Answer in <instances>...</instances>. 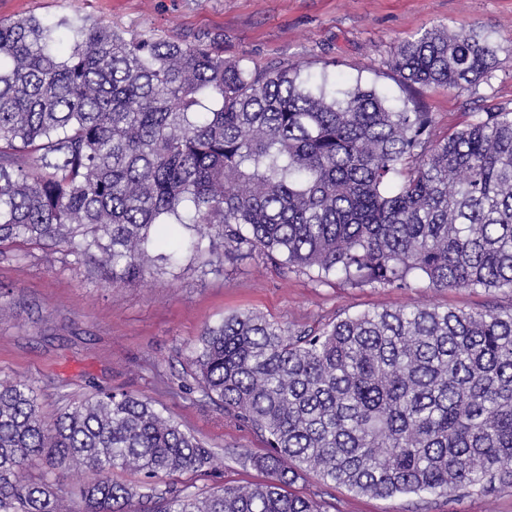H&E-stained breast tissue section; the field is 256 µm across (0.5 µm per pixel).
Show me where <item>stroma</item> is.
I'll list each match as a JSON object with an SVG mask.
<instances>
[{"instance_id":"1","label":"stroma","mask_w":512,"mask_h":512,"mask_svg":"<svg viewBox=\"0 0 512 512\" xmlns=\"http://www.w3.org/2000/svg\"><path fill=\"white\" fill-rule=\"evenodd\" d=\"M28 14L49 24L80 16L158 38L201 39L253 69L298 65L333 89L372 86L395 104L423 106L443 133L512 110V0H0V19ZM439 24L496 46L487 80L462 93L404 83L392 65L398 43ZM104 276L62 247L1 251L0 377L30 382L48 417L97 387L149 398L219 460V474L172 478L202 491L268 479L251 463L266 451L261 437L202 397L191 375L188 351L206 326L247 311L297 328L406 304L512 309L508 290L436 289L423 280L406 289L355 287L258 252L228 255L219 242L141 281L109 288ZM291 490L323 512H512V487L496 482L451 498H376L304 474Z\"/></svg>"}]
</instances>
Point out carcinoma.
Returning <instances> with one entry per match:
<instances>
[{
  "instance_id": "1",
  "label": "carcinoma",
  "mask_w": 512,
  "mask_h": 512,
  "mask_svg": "<svg viewBox=\"0 0 512 512\" xmlns=\"http://www.w3.org/2000/svg\"><path fill=\"white\" fill-rule=\"evenodd\" d=\"M0 21V247L63 246L143 279L224 240L354 286L512 289V111L451 134L432 115L296 67L254 71L205 42L83 19ZM405 80L465 91L496 48L477 32L402 41ZM202 392L266 442L270 480L160 488L214 453L145 397L96 390L52 420L0 381V512H75L44 459L98 479L80 512H322L302 473L380 498L512 487V310L411 304L286 328L247 312L188 356ZM139 476L112 479L115 470Z\"/></svg>"
}]
</instances>
